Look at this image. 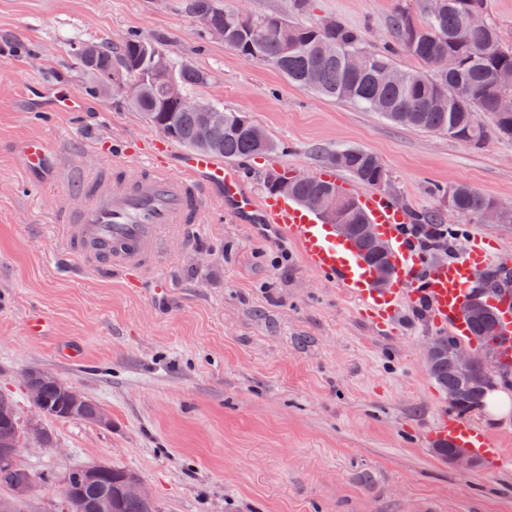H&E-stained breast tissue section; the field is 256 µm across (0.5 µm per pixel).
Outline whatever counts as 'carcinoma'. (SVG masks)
Segmentation results:
<instances>
[{
	"label": "carcinoma",
	"mask_w": 512,
	"mask_h": 512,
	"mask_svg": "<svg viewBox=\"0 0 512 512\" xmlns=\"http://www.w3.org/2000/svg\"><path fill=\"white\" fill-rule=\"evenodd\" d=\"M464 0H443L438 12L427 11L416 17L405 4L395 6L390 17V33L394 44L383 52L364 49L360 31L343 23L323 28L300 23L279 13L253 17L258 26L251 34L240 24L242 13L226 9L220 0H185L189 15L200 12L224 28L226 45L247 59L268 63L280 71L288 82L311 89L331 100L347 102L369 112H378L385 119L424 131L455 130L454 138L475 146L487 135L512 140V112L497 111V99L504 88L496 83L501 71H512V47L498 38L499 29L492 25L479 31H465ZM146 40L130 37L119 46L107 43H80L74 48L76 59L87 78V88L96 95L98 84L125 64L143 61ZM418 59L421 69H402L394 61L396 49ZM354 52L365 54L374 65L386 66L401 74L399 83L384 85L376 81L372 71L351 72L345 57ZM448 53L458 61V67L447 74L428 69L435 55ZM317 71L319 81L310 86L306 76ZM175 78L183 93L210 84L209 70L190 61H170V72L147 77L140 96L126 100L127 105L140 113L148 124L159 131L169 130L167 138L191 150H201L237 160L273 152L277 144L260 125L251 122L238 124L240 113L224 109L211 102L215 114L224 118V138L207 144L200 143L199 113L185 111L167 99L165 86L168 77ZM491 120L485 126L481 117ZM333 168L349 172L359 183L379 187L387 182V173L379 159L361 148L345 147L327 154ZM338 186L320 177L303 183L288 182V196L301 202L310 195H329ZM448 208L457 214L475 219L484 211L491 198L473 188L459 184L448 191ZM439 353L431 378L443 391L458 395L455 409L470 413L483 406L486 389L461 375L454 363V336H441ZM43 404L61 409L65 399L54 380L41 385ZM28 426L20 423L18 413L0 417V435L20 437ZM126 470L115 468L112 474L92 484H84L79 493L89 502L112 490L113 512H155L154 504L120 493ZM0 483L13 489H27L35 483L33 473L21 465L0 468Z\"/></svg>",
	"instance_id": "carcinoma-1"
}]
</instances>
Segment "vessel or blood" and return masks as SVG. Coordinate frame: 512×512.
<instances>
[{
  "label": "vessel or blood",
  "instance_id": "obj_1",
  "mask_svg": "<svg viewBox=\"0 0 512 512\" xmlns=\"http://www.w3.org/2000/svg\"><path fill=\"white\" fill-rule=\"evenodd\" d=\"M25 109L81 112L82 98L58 86L32 82L21 91ZM125 154L132 164L116 162L106 167L76 170L71 182L84 198L79 210L59 207L56 223L66 228L67 238L78 255L100 267L121 268L138 275L161 251L160 230L167 224H197L207 196L217 195L241 223L261 232H273L292 240L304 265L328 276L359 301L361 312L378 325L393 322L405 302L425 304L435 325L448 327L465 338L463 319L469 289L488 266L489 254L475 246L462 259L422 271L419 257L403 238L410 210L397 207L378 190L362 194L360 206L376 224L391 247L393 285L380 290L372 285V273L356 247L337 238L328 225L292 201L249 190L241 171L217 156L194 150L174 151L173 163L143 157L140 144H128ZM27 173L39 175L52 185L59 162L42 142L27 140L19 148ZM430 438L472 448L491 463L501 465L508 457L502 449L476 432L461 418L440 413L429 430Z\"/></svg>",
  "mask_w": 512,
  "mask_h": 512
}]
</instances>
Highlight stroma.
<instances>
[{
    "mask_svg": "<svg viewBox=\"0 0 512 512\" xmlns=\"http://www.w3.org/2000/svg\"><path fill=\"white\" fill-rule=\"evenodd\" d=\"M184 2L0 0V394L28 420L20 373L32 367L112 416L108 427L43 418L50 443L18 453L37 477L24 512H61L68 473L94 463L134 472L156 512H512V468L482 459L460 472L433 451L427 428L447 399L424 367L423 345L440 333L424 308L406 304L397 324L375 327L292 241L212 199L202 223L163 230L141 287L70 265L64 227L52 221L58 207L83 204L66 169L110 164L130 140L148 149L163 140L121 101L89 95L73 54L81 42L133 35L211 71L197 97L277 142L237 162L257 191L269 172L316 175L327 152L361 148L387 172L382 192L449 229L444 246L423 251L427 265L484 241L501 247L491 266L512 265V223L468 221L444 201L457 184L512 200V141L474 147L324 99L200 31ZM397 2L310 0L303 20L336 19L379 51ZM34 81L83 97L85 110L24 111L19 89ZM27 139L58 155L55 189L28 179L16 153ZM157 281L166 293L154 294ZM34 316L47 320L46 335L29 334ZM67 346L79 360L64 356Z\"/></svg>",
    "mask_w": 512,
    "mask_h": 512,
    "instance_id": "35a3bbf8",
    "label": "stroma"
}]
</instances>
